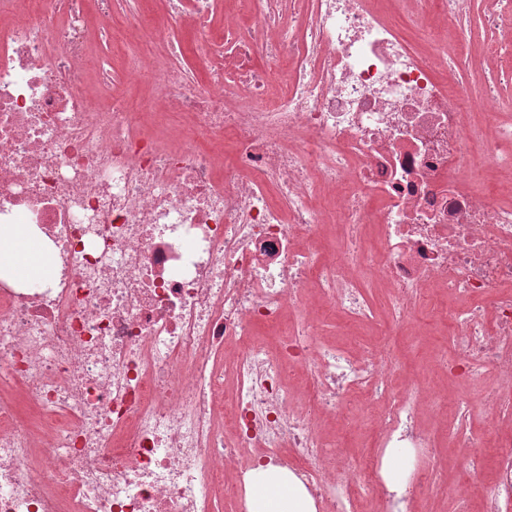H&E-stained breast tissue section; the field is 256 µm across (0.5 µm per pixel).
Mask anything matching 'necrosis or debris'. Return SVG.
<instances>
[{
    "label": "necrosis or debris",
    "mask_w": 512,
    "mask_h": 512,
    "mask_svg": "<svg viewBox=\"0 0 512 512\" xmlns=\"http://www.w3.org/2000/svg\"><path fill=\"white\" fill-rule=\"evenodd\" d=\"M164 3L129 0L115 80L90 57L112 0H0V223L35 225L55 268L0 280V512H249L254 456L315 512H414L448 486L420 418L451 404V447L479 444L477 416L500 447L455 512H512V204L475 187L512 174V121L492 87L470 121L448 57H487L463 0H228L220 27L213 0ZM173 23L203 77L175 67ZM441 295L460 304L435 387L395 337ZM336 314L376 339L324 342ZM352 396L365 461L320 431L355 425Z\"/></svg>",
    "instance_id": "necrosis-or-debris-1"
}]
</instances>
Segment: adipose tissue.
I'll list each match as a JSON object with an SVG mask.
<instances>
[{
	"label": "adipose tissue",
	"mask_w": 512,
	"mask_h": 512,
	"mask_svg": "<svg viewBox=\"0 0 512 512\" xmlns=\"http://www.w3.org/2000/svg\"><path fill=\"white\" fill-rule=\"evenodd\" d=\"M53 275L50 247L29 224L0 223V279L24 288L45 285ZM253 512H312L305 490L270 467L250 472Z\"/></svg>",
	"instance_id": "ef3b65f1"
}]
</instances>
